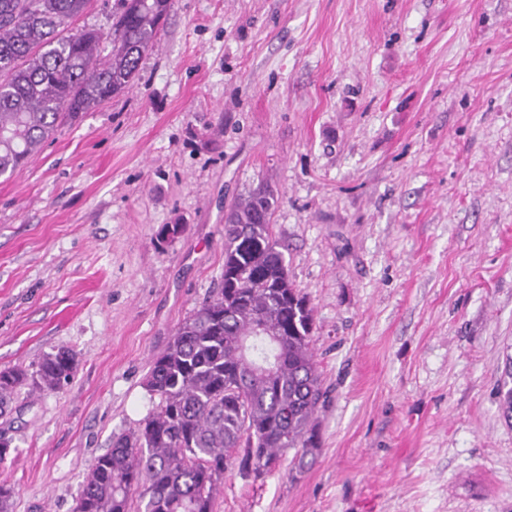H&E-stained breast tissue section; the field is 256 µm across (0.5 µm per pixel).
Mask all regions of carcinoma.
Masks as SVG:
<instances>
[{"label": "carcinoma", "instance_id": "cac0c4a2", "mask_svg": "<svg viewBox=\"0 0 512 512\" xmlns=\"http://www.w3.org/2000/svg\"><path fill=\"white\" fill-rule=\"evenodd\" d=\"M89 0H0V175L28 163L66 122L128 89L172 0H118L112 31H72ZM112 45L105 52L104 44ZM279 197L260 186L224 212V274L214 296L153 358L146 388L158 399L139 427L94 462L75 512H213L241 448L239 472L259 477L279 454L319 450L325 403L311 347L313 315L288 277L271 224ZM77 370L69 350L34 374L0 370V412L16 388L56 392ZM512 420V356L497 385Z\"/></svg>", "mask_w": 512, "mask_h": 512}]
</instances>
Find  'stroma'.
<instances>
[{
  "mask_svg": "<svg viewBox=\"0 0 512 512\" xmlns=\"http://www.w3.org/2000/svg\"><path fill=\"white\" fill-rule=\"evenodd\" d=\"M262 183L313 308L320 448L228 469L214 512H512V0H173L134 85L0 176V369L77 359L0 414L11 512H74L152 410L224 207ZM498 406L507 421L512 420V356L506 358L501 378L497 385Z\"/></svg>",
  "mask_w": 512,
  "mask_h": 512,
  "instance_id": "1",
  "label": "stroma"
}]
</instances>
